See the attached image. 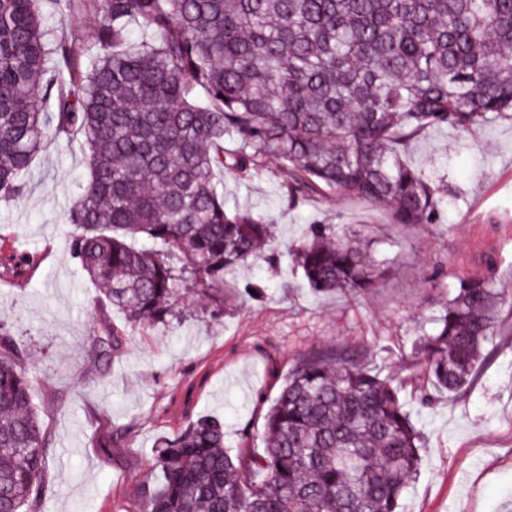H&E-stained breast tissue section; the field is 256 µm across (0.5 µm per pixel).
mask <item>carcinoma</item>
<instances>
[{
  "label": "carcinoma",
  "instance_id": "obj_1",
  "mask_svg": "<svg viewBox=\"0 0 512 512\" xmlns=\"http://www.w3.org/2000/svg\"><path fill=\"white\" fill-rule=\"evenodd\" d=\"M42 2L60 23L94 15L93 45L55 35ZM503 116L512 0H0V199L23 195L47 139L77 144L89 177L65 215L71 254L131 327L171 322L190 293L219 310L225 273L272 238L273 225L226 210L217 174L273 157L293 194L339 191L429 224L441 197L401 148ZM368 249L315 224L294 265L315 293H367L383 277ZM504 301L459 279L416 341L435 391L472 383ZM125 336L107 328L100 347ZM402 383L311 353L265 414L263 454L231 453L210 416L160 440L143 512H400L422 448ZM47 448L33 378L0 323V512H40Z\"/></svg>",
  "mask_w": 512,
  "mask_h": 512
}]
</instances>
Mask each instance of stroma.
Returning a JSON list of instances; mask_svg holds the SVG:
<instances>
[{"label": "stroma", "instance_id": "stroma-1", "mask_svg": "<svg viewBox=\"0 0 512 512\" xmlns=\"http://www.w3.org/2000/svg\"><path fill=\"white\" fill-rule=\"evenodd\" d=\"M403 158L444 193L435 223H395L391 212L324 190L290 197L270 158L225 176L230 205L276 227L269 258L229 272L230 285L262 284L219 313L185 302L184 318L137 327L100 355L106 325L125 327L69 250L64 217L88 172L78 146L52 141L35 159L20 201H0V322L34 378V403L49 440L42 512H141L140 488L159 480L154 447L208 415L234 451L264 449V409L302 357L325 348L408 382L400 398L424 438L421 473L401 512H506L512 506V308L503 309L473 385L451 397L426 384L413 344L430 330L459 276L483 277L512 297V119L468 132L431 130ZM315 224H335L372 245L384 271L365 295H318L292 254ZM28 256L13 270L8 258Z\"/></svg>", "mask_w": 512, "mask_h": 512}]
</instances>
